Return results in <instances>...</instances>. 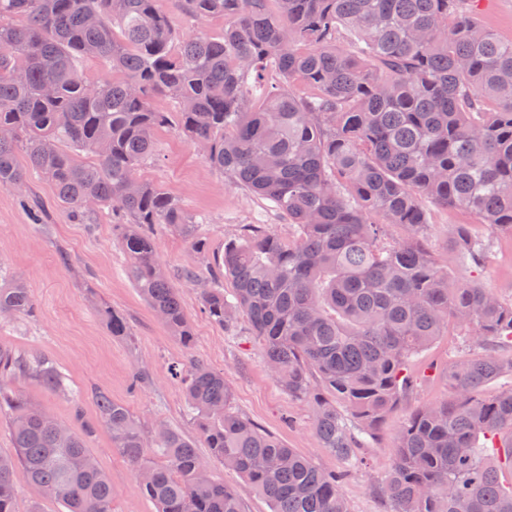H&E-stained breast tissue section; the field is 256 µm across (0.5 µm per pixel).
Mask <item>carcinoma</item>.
<instances>
[{
	"instance_id": "carcinoma-1",
	"label": "carcinoma",
	"mask_w": 512,
	"mask_h": 512,
	"mask_svg": "<svg viewBox=\"0 0 512 512\" xmlns=\"http://www.w3.org/2000/svg\"><path fill=\"white\" fill-rule=\"evenodd\" d=\"M181 2L193 18L223 19L224 33L180 35L161 0H0V131L12 132L0 137V186L27 200L21 150L82 223L121 209L127 275L188 347L192 328L151 230L164 224L204 255L202 223L137 176L155 131L172 123L152 97L178 100V125L210 166L294 226L287 239L246 224L224 240L201 296L207 316L230 331L247 317L281 387L315 401L320 447L346 458L413 386L412 358L449 324L466 329L487 353L452 363L454 398L402 426L380 491L391 512H512V487L500 482L501 467L512 470V389L476 395L512 373V358L494 351L512 346V303L477 283L450 284L418 237L427 199L512 232V41L478 21L475 0ZM89 58L112 79L87 81ZM385 224L409 235L384 242ZM482 256L457 225L449 262L478 267ZM33 312L22 281L0 282V318ZM103 317L113 336H130L123 316L106 308ZM16 374L65 389L51 361L0 346L13 440V453L0 454V512H15L19 467L66 512H112V483L88 450L99 426L135 472L149 473L138 485L156 512H245L234 490L199 478L207 461L182 432L163 426L147 447L129 408L103 390L96 423L77 432L6 387ZM171 375L211 459L271 512H348L344 474L239 414L224 373L192 359ZM328 394L348 403L357 431Z\"/></svg>"
}]
</instances>
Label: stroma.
<instances>
[{"label": "stroma", "instance_id": "1", "mask_svg": "<svg viewBox=\"0 0 512 512\" xmlns=\"http://www.w3.org/2000/svg\"><path fill=\"white\" fill-rule=\"evenodd\" d=\"M138 174L161 186L204 222L209 247L204 256L164 225L152 231L156 260L177 288L192 326V345L184 346L170 334L128 278L126 258L114 231L121 215L107 210L96 223H77L58 203L53 186L32 172L28 202L0 186V267L26 283L35 303L31 317L0 320V344L52 360L66 389L52 392L23 375L11 378L10 386L23 391L46 414L71 426L78 409L84 420L95 419L91 393L102 389L128 406L145 433H153L162 423L194 438L198 430L188 415L182 387L170 376L169 368L200 359L223 372L234 389V407L239 413L320 469L345 473L342 491L350 512H389L390 504L379 484L390 467L399 429L417 408L451 399L449 365L481 354V346L456 326H449L414 358L411 371L417 383L387 414L368 448L362 449L364 465H349L320 447L312 428V404L293 399L281 389L247 319H240L236 333L230 335L208 318L201 304V291L210 285L211 269L224 252L226 238L238 235L246 224H264L288 237L293 233L291 226L265 202L228 185L208 164L203 149L178 126L156 132L154 152ZM33 204L43 210V223H32L29 207ZM427 210L429 222L421 228L420 237L449 282L475 281L512 302V233L475 223L472 216L455 208L431 204ZM459 224L469 225L472 234L487 243L484 266L449 263L448 249ZM105 305L126 319L130 338L112 337L101 315ZM138 367L149 372L147 383L134 384L132 375ZM89 450L112 482V512H155L105 430H98Z\"/></svg>", "mask_w": 512, "mask_h": 512}]
</instances>
